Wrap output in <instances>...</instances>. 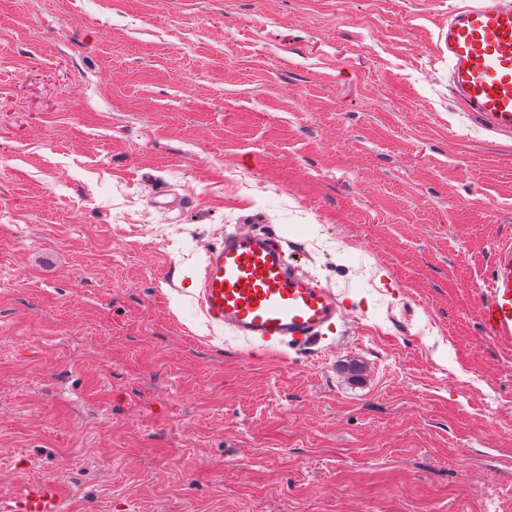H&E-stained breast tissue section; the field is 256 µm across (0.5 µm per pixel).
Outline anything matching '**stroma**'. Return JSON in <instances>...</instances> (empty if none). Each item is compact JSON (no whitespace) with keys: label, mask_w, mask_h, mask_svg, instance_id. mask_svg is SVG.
<instances>
[{"label":"stroma","mask_w":512,"mask_h":512,"mask_svg":"<svg viewBox=\"0 0 512 512\" xmlns=\"http://www.w3.org/2000/svg\"><path fill=\"white\" fill-rule=\"evenodd\" d=\"M452 1L0 0V490L512 512V346L478 313L512 137L452 98ZM237 228L339 293L335 333L208 321Z\"/></svg>","instance_id":"obj_1"}]
</instances>
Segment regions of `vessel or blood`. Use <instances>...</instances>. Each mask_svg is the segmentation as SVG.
Segmentation results:
<instances>
[{
    "label": "vessel or blood",
    "mask_w": 512,
    "mask_h": 512,
    "mask_svg": "<svg viewBox=\"0 0 512 512\" xmlns=\"http://www.w3.org/2000/svg\"><path fill=\"white\" fill-rule=\"evenodd\" d=\"M448 86L465 111L512 134V0H469L451 9L445 35ZM212 325L246 343L325 339L343 315L335 290L288 263L282 240L244 231L208 249L198 294ZM479 319L485 336L512 343V237L495 247ZM58 480L0 497V512H61Z\"/></svg>",
    "instance_id": "vessel-or-blood-1"
}]
</instances>
